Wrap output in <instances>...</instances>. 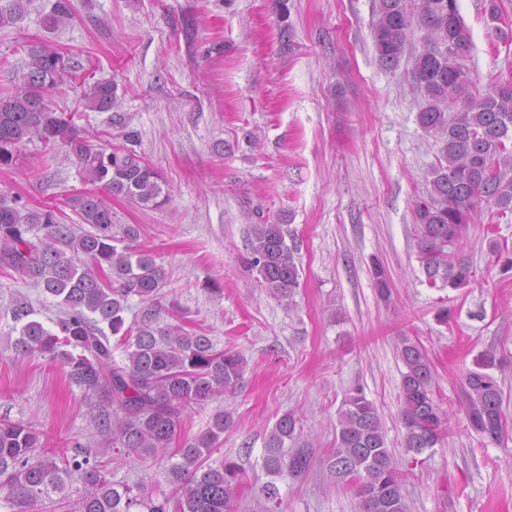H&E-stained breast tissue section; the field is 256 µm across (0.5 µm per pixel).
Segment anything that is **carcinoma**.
Here are the masks:
<instances>
[{
  "label": "carcinoma",
  "mask_w": 512,
  "mask_h": 512,
  "mask_svg": "<svg viewBox=\"0 0 512 512\" xmlns=\"http://www.w3.org/2000/svg\"><path fill=\"white\" fill-rule=\"evenodd\" d=\"M485 14L495 24L497 38H512L496 23L498 0H485ZM27 11V0H0V29L14 26ZM70 0H55L45 17L51 29L71 19ZM420 28L421 49L412 57V79L426 99L418 113L420 127L441 142L443 162L432 168L427 198L414 203L419 260L428 278L442 277L451 288L470 283L473 268L456 251L476 212H512V79H499L482 91L465 61L471 56L470 31L458 0H378L372 23L380 64L393 68L405 56L413 27ZM26 68L9 90L0 93V168L15 164L21 148L38 139L44 149L67 148L88 188L68 199L80 223L91 227L77 232L60 221L55 208H28L18 200L0 197V271L13 272L40 285L64 308L55 329L32 318L27 305L12 309L21 324L14 348L27 358L49 355L66 368L70 382L108 404L99 417L98 431L112 447H121L143 462L167 451L180 436L182 409L217 393L235 389L244 374L236 353L218 350L211 339L182 326L159 325L157 295L167 273L149 251L136 244L137 230L129 225L122 237L112 233L110 196H122L142 208L159 209L170 201L161 174L127 145L96 147L75 125L74 114L57 112L48 94L64 84H77V104L83 111L109 112L117 102L111 81H78L79 69L46 46H28ZM285 225L261 221L252 225L247 271L261 287L286 307L300 286L296 242H287ZM373 277L381 297L391 296L389 275L379 262ZM131 296L147 303L140 320L125 326L123 313ZM120 336L126 361L112 360L111 337ZM402 375L399 419L405 429L404 447L421 454L440 443L447 433L434 398V368L422 346L401 341ZM499 358L490 349L477 358L476 369L464 378L463 401L468 427L487 440L500 443L508 436L500 386L489 370ZM231 423L217 415L207 431L178 449L181 462L172 467L173 493L153 500L115 487L106 477L100 457L48 455L39 450L32 425L0 420V492L20 512H36L52 493L65 507L69 482L84 491L79 512H239L242 476L230 460L210 465L207 460ZM336 447L327 470L349 485L358 512H407L401 469L388 447L382 422L373 403L361 390L344 398L339 411ZM313 446L302 436L300 419L283 414L271 430L263 467L273 480L258 488L280 512L279 478L307 473Z\"/></svg>",
  "instance_id": "1"
}]
</instances>
